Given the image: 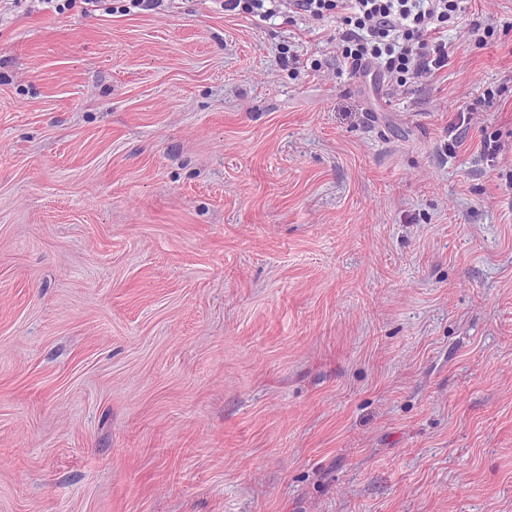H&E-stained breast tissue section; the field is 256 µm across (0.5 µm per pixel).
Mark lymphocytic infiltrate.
Returning a JSON list of instances; mask_svg holds the SVG:
<instances>
[{
	"instance_id": "lymphocytic-infiltrate-1",
	"label": "lymphocytic infiltrate",
	"mask_w": 512,
	"mask_h": 512,
	"mask_svg": "<svg viewBox=\"0 0 512 512\" xmlns=\"http://www.w3.org/2000/svg\"><path fill=\"white\" fill-rule=\"evenodd\" d=\"M228 10L265 22L277 15L288 21L336 20V53L349 74L372 73L393 92L436 78L453 55L448 29L466 12L465 0H226ZM488 88L461 107L446 132L444 150L455 155L463 134L479 113L506 93Z\"/></svg>"
}]
</instances>
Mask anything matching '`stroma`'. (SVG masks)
<instances>
[{"label":"stroma","instance_id":"35a3bbf8","mask_svg":"<svg viewBox=\"0 0 512 512\" xmlns=\"http://www.w3.org/2000/svg\"><path fill=\"white\" fill-rule=\"evenodd\" d=\"M476 18L396 95L329 20L0 0V512H512V97L441 151L512 80ZM507 91H509V88L505 85L498 86L495 89L492 87L487 88L481 95L474 98L472 102L460 108L454 120L448 123L446 129L448 139L444 142V150L448 153V156L457 154L464 145L462 132L471 127L477 116L481 114L479 112H486L496 102H500L502 96Z\"/></svg>","mask_w":512,"mask_h":512}]
</instances>
